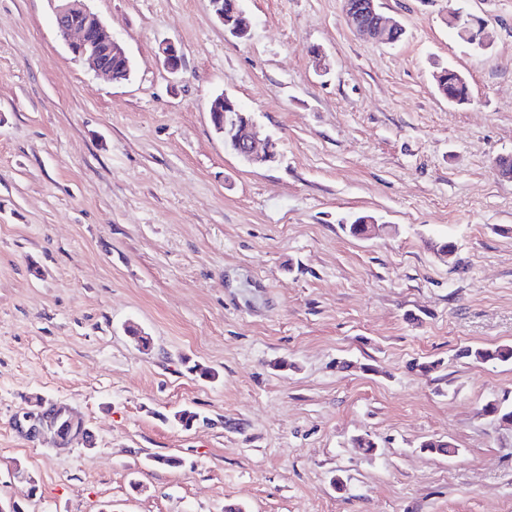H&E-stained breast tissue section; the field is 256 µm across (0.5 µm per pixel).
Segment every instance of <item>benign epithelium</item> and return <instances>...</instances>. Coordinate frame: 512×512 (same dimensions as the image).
Returning a JSON list of instances; mask_svg holds the SVG:
<instances>
[{
  "mask_svg": "<svg viewBox=\"0 0 512 512\" xmlns=\"http://www.w3.org/2000/svg\"><path fill=\"white\" fill-rule=\"evenodd\" d=\"M55 23L58 37L71 53L96 72L112 77V59L129 66L130 59L124 46L113 36L99 16L86 5L87 0H54ZM216 20L225 33L240 38L247 35L246 25L233 23V17H244L245 12L237 8L230 15L224 14V0H210ZM345 17L349 26L360 36L385 44L395 43L394 30L400 25L388 20L380 12L378 0H366L360 11L345 4ZM448 28L458 31L461 39L469 45L485 48L483 37L485 22L460 12L448 16ZM162 64L171 73L182 69V55L171 41L160 44ZM209 116L216 134L228 143L231 151L249 164L264 165L276 160L274 143L270 137H261L259 126L236 109V101L223 94L210 102ZM44 414L36 417L26 411L16 418V429L26 438L48 445L62 443L86 449L91 430L84 420L68 407L41 400Z\"/></svg>",
  "mask_w": 512,
  "mask_h": 512,
  "instance_id": "1",
  "label": "benign epithelium"
}]
</instances>
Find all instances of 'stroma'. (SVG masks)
Listing matches in <instances>:
<instances>
[{"label": "stroma", "mask_w": 512, "mask_h": 512, "mask_svg": "<svg viewBox=\"0 0 512 512\" xmlns=\"http://www.w3.org/2000/svg\"><path fill=\"white\" fill-rule=\"evenodd\" d=\"M380 2L396 44L359 38L343 0H243V40L209 0H88L130 56L117 83L57 38L53 0H0V501L512 512V427L483 411L512 403V363L459 355L512 346V180L494 169L512 156V0ZM456 10L487 21L486 49L454 37ZM435 60L467 103L437 94ZM221 92L275 163L225 149ZM360 215L378 235L348 236ZM39 398L94 447L21 435Z\"/></svg>", "instance_id": "1"}]
</instances>
